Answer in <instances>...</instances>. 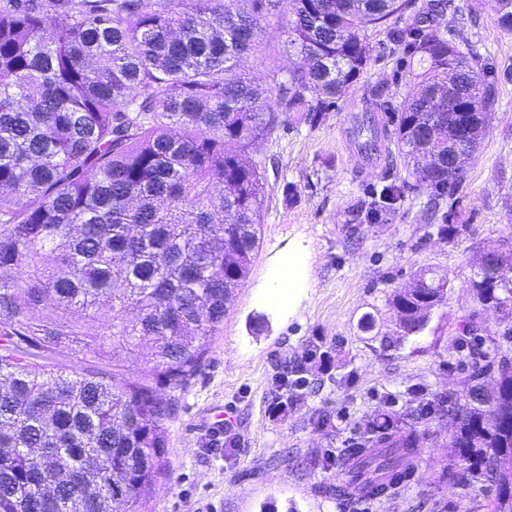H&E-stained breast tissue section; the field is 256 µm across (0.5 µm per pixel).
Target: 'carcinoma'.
<instances>
[{"label": "carcinoma", "mask_w": 512, "mask_h": 512, "mask_svg": "<svg viewBox=\"0 0 512 512\" xmlns=\"http://www.w3.org/2000/svg\"><path fill=\"white\" fill-rule=\"evenodd\" d=\"M449 10L453 0H0V512H141L174 406L158 387L196 376L259 248L266 178L249 148L336 111L370 65L371 29L414 80L383 101L395 156L434 206L453 197L462 172L437 95L455 74L457 120L475 121L495 85L436 22ZM495 12L512 31V8L495 0ZM271 16L297 63L268 86L239 62ZM406 184L372 190L357 214L379 223ZM448 218L433 229L453 240L463 225ZM449 285L423 273L394 293L406 334L425 330ZM470 285L512 319V286L488 272ZM103 325L112 359L152 363L155 385L79 367ZM63 353L74 365L33 362ZM491 373L488 402L477 391ZM469 397L437 395L416 414L455 415L454 483L493 485V512H512V359L476 367ZM419 447L412 426L370 424L349 485L386 495Z\"/></svg>", "instance_id": "obj_1"}]
</instances>
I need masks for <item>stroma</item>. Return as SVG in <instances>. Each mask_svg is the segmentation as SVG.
Here are the masks:
<instances>
[{"instance_id":"35a3bbf8","label":"stroma","mask_w":512,"mask_h":512,"mask_svg":"<svg viewBox=\"0 0 512 512\" xmlns=\"http://www.w3.org/2000/svg\"><path fill=\"white\" fill-rule=\"evenodd\" d=\"M452 23L477 46L478 74L497 87L453 206L454 223L467 232L440 239L426 196L411 183L387 221L355 218L369 186L404 173L389 169L386 138L371 148L366 141L371 127L387 123L382 99L400 101L413 88L384 30H369L372 61L338 109L320 125L281 128L251 148L266 163L259 249L196 377L161 391L175 410L148 512H490L492 489L451 478L452 418L413 415L435 395H467L472 338L512 357L507 323L470 287L484 247L512 255V33L499 26L491 0H470ZM294 62L284 25L272 17L241 67L269 85ZM291 255L301 260L304 287L297 308L285 310L268 301L266 287ZM421 270L449 278L447 299L422 333L401 340L389 301ZM368 314L376 320L369 332L361 327ZM223 413L233 425L229 451L211 433ZM384 413L422 435L410 477L381 499L336 496L339 460L362 441L367 419Z\"/></svg>"}]
</instances>
